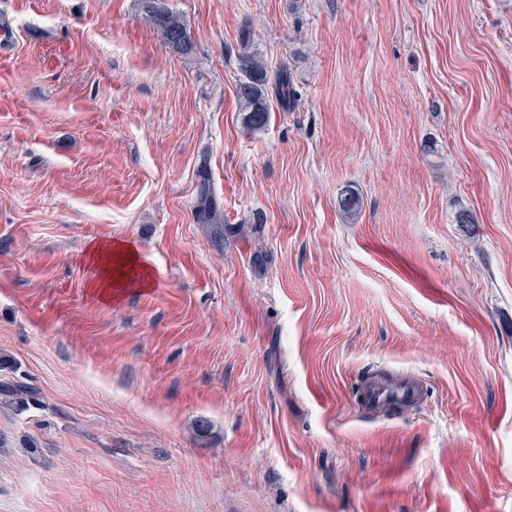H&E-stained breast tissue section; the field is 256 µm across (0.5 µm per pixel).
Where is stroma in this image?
Segmentation results:
<instances>
[{
  "label": "stroma",
  "mask_w": 512,
  "mask_h": 512,
  "mask_svg": "<svg viewBox=\"0 0 512 512\" xmlns=\"http://www.w3.org/2000/svg\"><path fill=\"white\" fill-rule=\"evenodd\" d=\"M167 4L191 55L0 0V512H512V0ZM244 29L297 97L259 133ZM93 240L152 286L94 294ZM390 369L426 401L359 411ZM196 218L201 224L210 225L211 234L217 244L228 236H244L250 232L247 224H224V212L217 205L209 179L202 178L197 190ZM1 403L16 404L20 408L27 407L30 402L37 400L36 392L33 388L17 382L5 381L0 384Z\"/></svg>",
  "instance_id": "1"
}]
</instances>
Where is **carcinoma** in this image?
<instances>
[{"label":"carcinoma","instance_id":"obj_1","mask_svg":"<svg viewBox=\"0 0 512 512\" xmlns=\"http://www.w3.org/2000/svg\"><path fill=\"white\" fill-rule=\"evenodd\" d=\"M142 4L163 39L182 54H190L193 40L183 19L169 10L163 0H142ZM238 67L243 76L237 86V96L244 111V124L254 132L262 131L270 121V106L265 95L267 67L261 56L248 46L238 56ZM196 218L200 223L210 225L211 234L218 244L229 236H244L249 232L247 224L224 223V212L217 205L209 179L205 177L198 185ZM0 401L25 408L36 401V392L21 383L5 381L0 384Z\"/></svg>","mask_w":512,"mask_h":512}]
</instances>
